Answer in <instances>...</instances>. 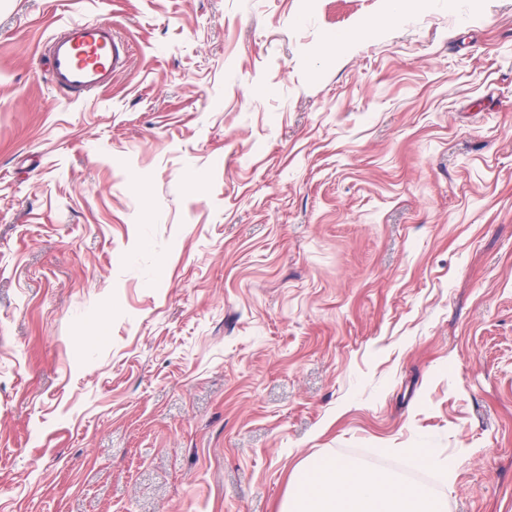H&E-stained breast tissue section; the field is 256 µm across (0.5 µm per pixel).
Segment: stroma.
Returning <instances> with one entry per match:
<instances>
[{"mask_svg":"<svg viewBox=\"0 0 512 512\" xmlns=\"http://www.w3.org/2000/svg\"><path fill=\"white\" fill-rule=\"evenodd\" d=\"M90 18L130 55L67 105ZM417 448L512 512V0H0V512H280ZM49 82L70 101L108 90L123 66L126 44L107 19L65 23L47 44Z\"/></svg>","mask_w":512,"mask_h":512,"instance_id":"obj_1","label":"stroma"}]
</instances>
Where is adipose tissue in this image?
<instances>
[{
	"label": "adipose tissue",
	"mask_w": 512,
	"mask_h": 512,
	"mask_svg": "<svg viewBox=\"0 0 512 512\" xmlns=\"http://www.w3.org/2000/svg\"><path fill=\"white\" fill-rule=\"evenodd\" d=\"M426 489L353 459L302 460L282 512H447Z\"/></svg>",
	"instance_id": "ef3b65f1"
}]
</instances>
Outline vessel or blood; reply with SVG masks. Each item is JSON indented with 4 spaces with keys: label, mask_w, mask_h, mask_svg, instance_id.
Listing matches in <instances>:
<instances>
[{
    "label": "vessel or blood",
    "mask_w": 512,
    "mask_h": 512,
    "mask_svg": "<svg viewBox=\"0 0 512 512\" xmlns=\"http://www.w3.org/2000/svg\"><path fill=\"white\" fill-rule=\"evenodd\" d=\"M49 82L71 101L108 90L125 62L126 44L111 21H70L47 44Z\"/></svg>",
    "instance_id": "1"
}]
</instances>
